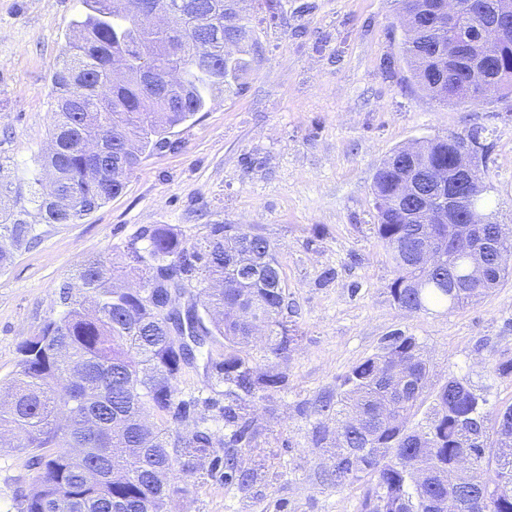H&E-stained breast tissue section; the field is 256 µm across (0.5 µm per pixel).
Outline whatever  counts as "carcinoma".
<instances>
[{
    "label": "carcinoma",
    "instance_id": "carcinoma-1",
    "mask_svg": "<svg viewBox=\"0 0 512 512\" xmlns=\"http://www.w3.org/2000/svg\"><path fill=\"white\" fill-rule=\"evenodd\" d=\"M78 41L63 52L55 75L51 146L35 167L0 158V268L14 250L39 243V224H77L119 195L144 155L168 145L173 130L205 111L215 94L242 86L249 62L241 47L253 35V0H81ZM465 27L494 21L499 0H475ZM402 52L417 83L441 101L465 103L468 61L484 64L487 79L512 92V34L487 46L464 45L448 62L445 49L459 31L433 28L415 14ZM240 49L224 54V39ZM154 73L149 86L144 71ZM429 173L455 166L448 139L416 162L395 150L376 171L377 238L397 276L389 292L403 311L454 309L494 290L512 269L487 250L488 276L466 281L472 243L448 241V228L424 223L402 197L413 166ZM485 173L466 198L486 207ZM119 261L82 260L78 293L61 287L59 314L20 347L10 400L0 401V431L18 432L19 448H50L22 512H166L169 481L184 452L211 455L210 435L172 429L174 383L194 357L168 327V282L188 288L190 335L224 346L214 368L222 375L229 443L251 447L258 402L284 384L271 367L254 365L250 350L262 330L263 351L286 359L297 337L282 317L287 285L273 247L261 234L212 224L190 240L170 224L143 230ZM133 275L132 290L116 280ZM490 373L512 376V358L488 359ZM426 348L396 331L378 351L340 377L336 398L316 401L312 444L333 464L320 470L327 487L362 485L361 512H512V404L488 399L465 377L431 384ZM425 423L411 426L422 407ZM336 412V430L323 418ZM81 448L83 454L72 455ZM265 463L245 467L224 454V480L248 488Z\"/></svg>",
    "mask_w": 512,
    "mask_h": 512
}]
</instances>
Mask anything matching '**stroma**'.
<instances>
[{"label": "stroma", "mask_w": 512, "mask_h": 512, "mask_svg": "<svg viewBox=\"0 0 512 512\" xmlns=\"http://www.w3.org/2000/svg\"><path fill=\"white\" fill-rule=\"evenodd\" d=\"M80 0H0V157L33 164L48 146L52 82L74 38ZM242 90L224 92L148 156L123 193L77 224H41L40 242L0 269V381L19 348L60 311L62 284L87 258L114 251L154 224L199 238L234 224L274 246L286 283L284 318L297 342L288 360L261 348L259 368L277 366L281 390L259 403L246 465L267 459L268 478L243 491L213 458L171 481L168 512H360L359 487L330 488L317 472L311 405L336 392L340 375L400 330L427 349L434 383L448 373L486 389L490 407L512 404V378L485 360L512 357V277L452 311L403 314L389 286L395 267L374 231L373 175L416 140L478 135L497 223L512 226V96L445 103L424 91L404 59L396 0H278L274 21L256 26ZM199 354L175 383L190 404L183 431L207 432L223 449L224 382ZM0 439V512H21L40 472L33 451Z\"/></svg>", "instance_id": "1"}]
</instances>
